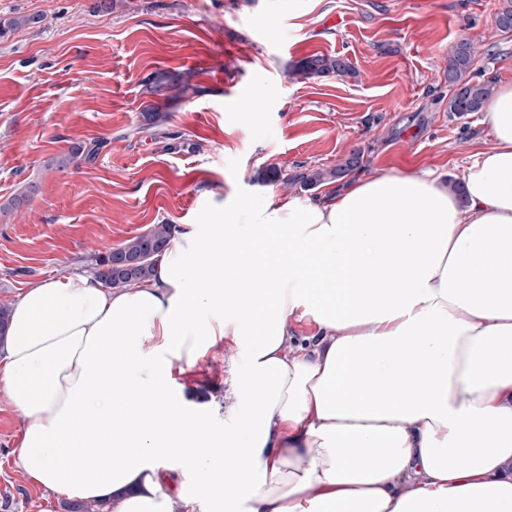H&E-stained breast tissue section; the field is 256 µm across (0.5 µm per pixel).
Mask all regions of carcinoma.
Masks as SVG:
<instances>
[{"label":"carcinoma","mask_w":512,"mask_h":512,"mask_svg":"<svg viewBox=\"0 0 512 512\" xmlns=\"http://www.w3.org/2000/svg\"><path fill=\"white\" fill-rule=\"evenodd\" d=\"M40 21L41 18L31 15L0 18V37L9 31L28 27ZM494 21L498 30L512 31V0H504L495 14ZM475 53V43L469 39L458 41L448 51L447 77L448 84L452 87V95L448 98V111L458 116L481 111L494 93L492 82L474 79L472 65ZM294 70L303 77L330 74L346 76L352 72L349 62L335 55L308 56L298 61ZM148 82L153 92L176 88L181 95L188 91L198 93V88L191 86L187 81H182V78L174 74L157 73L151 76ZM102 146L103 143L98 140L76 144L67 154L54 159L52 164L64 169L74 163L90 162L96 158ZM360 163V156L354 154L334 168L308 169L295 173L290 180L305 189H312L345 176ZM173 238V225L154 224L148 231L126 240L120 246L94 256L96 276L102 286L109 289H121L145 281L152 276L158 257L169 248Z\"/></svg>","instance_id":"carcinoma-1"}]
</instances>
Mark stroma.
Listing matches in <instances>:
<instances>
[{
	"label": "stroma",
	"mask_w": 512,
	"mask_h": 512,
	"mask_svg": "<svg viewBox=\"0 0 512 512\" xmlns=\"http://www.w3.org/2000/svg\"><path fill=\"white\" fill-rule=\"evenodd\" d=\"M0 0V16L38 14L40 26L0 37V301L30 284L92 271L152 224H191L227 194L325 195L264 183L331 168L360 152L357 172L430 169L459 179L491 147L481 113L448 112L449 49L477 45L473 71L512 82V32L494 27L502 0ZM312 54L340 55L352 76L304 78ZM198 91L147 93L155 71ZM161 110L162 126L144 120ZM102 141L98 157L66 170L51 158ZM37 190L9 204L27 184ZM237 358L227 350L177 373L205 397L231 402ZM25 419L0 391V512H68L67 500L16 465Z\"/></svg>",
	"instance_id": "1"
}]
</instances>
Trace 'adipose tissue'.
Masks as SVG:
<instances>
[{"mask_svg":"<svg viewBox=\"0 0 512 512\" xmlns=\"http://www.w3.org/2000/svg\"><path fill=\"white\" fill-rule=\"evenodd\" d=\"M482 122L463 194L390 170L322 199L230 196L149 280L31 284L0 340L19 470L111 512H512V83ZM302 318L315 348L291 358ZM227 346L219 412L173 372ZM290 329L291 334L286 336L283 345L288 357L295 356L301 347H307L308 343L305 338L312 333L311 327L306 321L293 322Z\"/></svg>","mask_w":512,"mask_h":512,"instance_id":"obj_1","label":"adipose tissue"}]
</instances>
